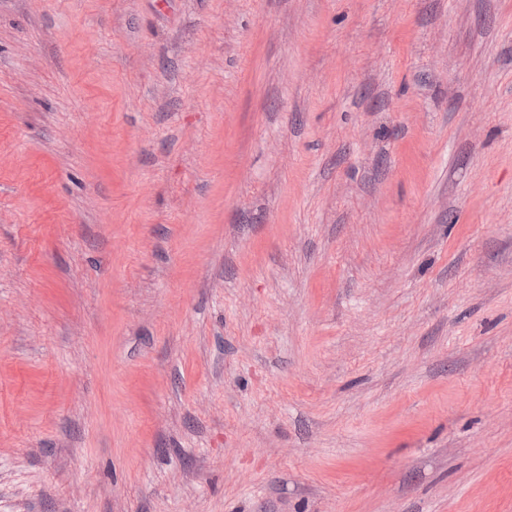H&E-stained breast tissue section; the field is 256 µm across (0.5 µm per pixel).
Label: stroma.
I'll list each match as a JSON object with an SVG mask.
<instances>
[{
    "label": "stroma",
    "mask_w": 512,
    "mask_h": 512,
    "mask_svg": "<svg viewBox=\"0 0 512 512\" xmlns=\"http://www.w3.org/2000/svg\"><path fill=\"white\" fill-rule=\"evenodd\" d=\"M0 512H512V0H0Z\"/></svg>",
    "instance_id": "35a3bbf8"
}]
</instances>
